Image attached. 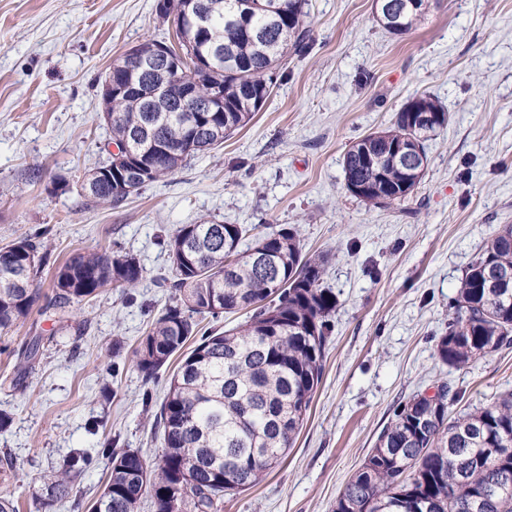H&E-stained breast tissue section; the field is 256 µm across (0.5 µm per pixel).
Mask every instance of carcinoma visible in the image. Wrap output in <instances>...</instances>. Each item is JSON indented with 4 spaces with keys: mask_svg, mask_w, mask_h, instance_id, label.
<instances>
[{
    "mask_svg": "<svg viewBox=\"0 0 512 512\" xmlns=\"http://www.w3.org/2000/svg\"><path fill=\"white\" fill-rule=\"evenodd\" d=\"M209 23L196 47L212 51V70L202 76L198 100L216 86L222 112H180L183 79L171 75L165 99L148 107L137 98H112L108 127L116 144L130 141L144 172L139 187L172 175L183 163L222 144L244 127L270 96L285 57L312 48L305 25L306 0H196ZM421 12L379 11L394 35L412 30ZM434 121L414 132L411 109ZM448 125V113L427 95L413 96L393 127L354 142L342 159L345 184L362 188L357 198L372 206L400 203L424 171L397 159L401 145L426 154L425 144ZM96 183L92 206H116L130 193L122 172ZM249 228L204 220L185 224L167 241L173 293L135 350V363L150 380L173 358L156 424L163 450L151 465L130 448L109 447L110 471L87 512H137L150 498L152 512H221L224 496L260 483L285 457L302 429L321 383L330 318L336 296L322 286L324 260L303 253L297 231L256 234L240 249ZM17 248H0V333L27 317L39 298L42 242L20 236ZM495 269L512 272V225H504L471 261L448 312V332L438 358L461 369L512 346V279L491 286ZM145 269L129 254L77 255L56 268L48 309H64L112 286L135 287ZM250 310L241 326L198 335L193 315ZM460 400L449 385L436 398L415 395L400 404L376 447L340 492L333 512H512V393L451 418ZM84 454L63 459L35 495L34 512H51L73 497Z\"/></svg>",
    "mask_w": 512,
    "mask_h": 512,
    "instance_id": "cac0c4a2",
    "label": "carcinoma"
}]
</instances>
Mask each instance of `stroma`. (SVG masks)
I'll use <instances>...</instances> for the list:
<instances>
[{
	"label": "stroma",
	"mask_w": 512,
	"mask_h": 512,
	"mask_svg": "<svg viewBox=\"0 0 512 512\" xmlns=\"http://www.w3.org/2000/svg\"><path fill=\"white\" fill-rule=\"evenodd\" d=\"M156 3L0 0V247L25 232L47 246L37 303L0 334V412L12 419L0 453L17 460L19 512L74 449L91 455L85 501L106 480L107 440L157 462L169 374L145 380L134 351L172 298L160 285L167 240L210 219L297 229L305 254L326 256L323 284L337 299L294 447L222 512H331L401 402L446 383L462 394L457 413L512 391V347L461 369L436 355L467 266L512 224V0H430L402 36L377 23L374 0H309L313 48L289 58L246 126L122 204L90 207L80 184L111 140L99 78L131 47L170 41ZM421 93L448 112L426 173L404 203L366 205L345 188L343 154ZM95 251L133 255L143 279L126 295L47 308L55 267ZM34 336L39 350L11 384Z\"/></svg>",
	"instance_id": "stroma-1"
}]
</instances>
